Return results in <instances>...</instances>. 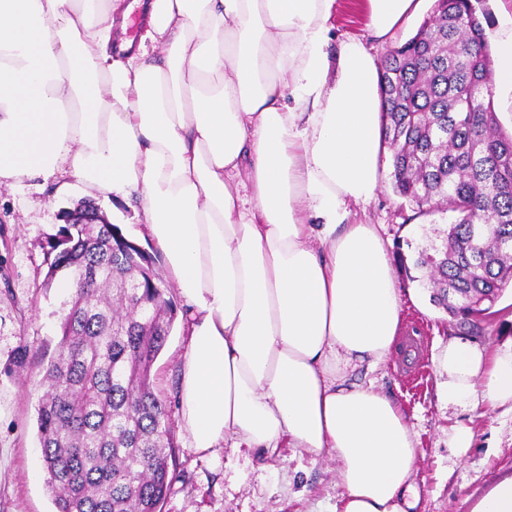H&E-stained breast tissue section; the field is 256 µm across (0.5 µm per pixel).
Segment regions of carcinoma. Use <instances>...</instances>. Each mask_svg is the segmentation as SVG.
I'll return each instance as SVG.
<instances>
[{
    "label": "carcinoma",
    "instance_id": "obj_1",
    "mask_svg": "<svg viewBox=\"0 0 512 512\" xmlns=\"http://www.w3.org/2000/svg\"><path fill=\"white\" fill-rule=\"evenodd\" d=\"M491 52L472 0H448L381 60L394 192L421 214L455 220L411 254L405 273L476 333L512 283V133L493 107ZM47 280L70 274L37 424L56 512H162L173 440L150 379L174 307L137 253L112 248V225H63Z\"/></svg>",
    "mask_w": 512,
    "mask_h": 512
}]
</instances>
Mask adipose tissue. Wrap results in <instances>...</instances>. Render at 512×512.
Returning <instances> with one entry per match:
<instances>
[{
  "label": "adipose tissue",
  "instance_id": "adipose-tissue-1",
  "mask_svg": "<svg viewBox=\"0 0 512 512\" xmlns=\"http://www.w3.org/2000/svg\"><path fill=\"white\" fill-rule=\"evenodd\" d=\"M420 2L366 0L374 37ZM334 6L0 0V184L60 172L140 197L189 311L177 401L194 452L326 451L339 512H415L404 412L347 380L387 359L402 307L375 226L348 220L377 194L385 137L380 61L333 41ZM497 43L512 112V13ZM438 364L448 403L512 404V344L453 338Z\"/></svg>",
  "mask_w": 512,
  "mask_h": 512
}]
</instances>
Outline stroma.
Instances as JSON below:
<instances>
[{"mask_svg":"<svg viewBox=\"0 0 512 512\" xmlns=\"http://www.w3.org/2000/svg\"><path fill=\"white\" fill-rule=\"evenodd\" d=\"M432 0H425L421 15L399 27L389 44L373 40L364 0H336L331 35L340 41L355 38L376 56H384L414 36L429 18ZM381 189L368 205L353 207L351 219L375 225L388 249L411 243L422 245L431 225L453 221L449 212L427 215L398 197L392 186L391 159L380 161ZM60 177L0 185V512H54L45 478L33 479L29 467L41 450L36 409L44 392L36 357L18 364L22 346L54 351L63 303L70 296L65 277L46 284L45 262L49 237L56 234L61 211L79 202H94L110 221L153 258L160 278H167L166 263L157 252L137 214V197H112L83 184L59 191ZM402 290L403 323L420 324L423 341L413 350L397 346L374 368L350 371V381L372 384L389 393L410 418L417 448L414 488L420 512H472L474 505L496 481L512 475V407L451 405L441 397L445 381L437 357L457 331L448 314L430 300L419 282L398 274ZM176 310V325L152 367L154 390L163 401L175 450V479L162 512H334L343 493L329 456H315L296 448L281 449L278 458L262 461L247 450L225 449L210 459L187 448L178 433L176 391L180 358L186 338L180 328L187 309L176 288L166 293ZM472 426L473 444L464 458L448 446L451 426Z\"/></svg>","mask_w":512,"mask_h":512,"instance_id":"1","label":"stroma"}]
</instances>
